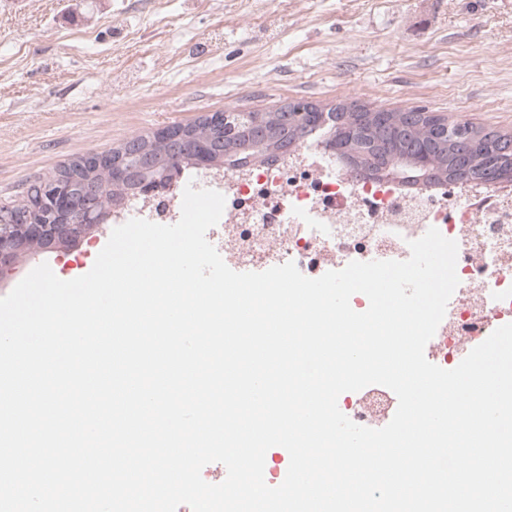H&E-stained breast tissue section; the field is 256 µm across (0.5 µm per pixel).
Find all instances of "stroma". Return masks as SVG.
<instances>
[{
	"mask_svg": "<svg viewBox=\"0 0 512 512\" xmlns=\"http://www.w3.org/2000/svg\"><path fill=\"white\" fill-rule=\"evenodd\" d=\"M357 103L512 130V0H0V195L76 155L228 108ZM111 225L31 249L90 271Z\"/></svg>",
	"mask_w": 512,
	"mask_h": 512,
	"instance_id": "1",
	"label": "stroma"
}]
</instances>
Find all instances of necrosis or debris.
<instances>
[{
  "label": "necrosis or debris",
  "instance_id": "1",
  "mask_svg": "<svg viewBox=\"0 0 512 512\" xmlns=\"http://www.w3.org/2000/svg\"><path fill=\"white\" fill-rule=\"evenodd\" d=\"M200 180L225 198L211 232L234 270L291 261L316 278L353 261L407 260L409 241L432 227L456 241L459 285L427 344L431 363L441 368L457 367L495 329L512 323L510 187L450 183L415 198L395 180L354 179L314 141L271 164L241 174L209 171ZM182 197L179 190L136 197L112 219L174 224ZM392 406L381 385L338 399L343 414L370 428L384 424Z\"/></svg>",
  "mask_w": 512,
  "mask_h": 512
}]
</instances>
